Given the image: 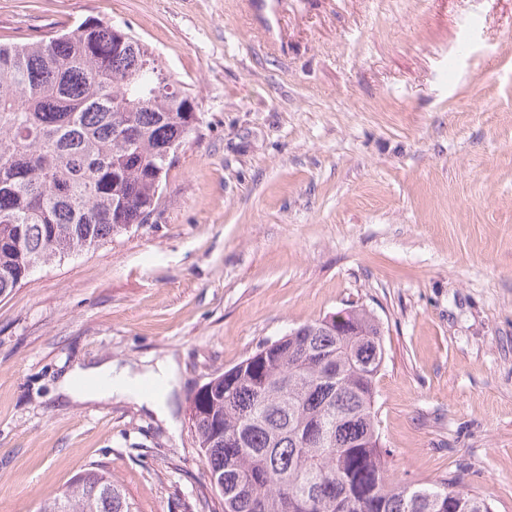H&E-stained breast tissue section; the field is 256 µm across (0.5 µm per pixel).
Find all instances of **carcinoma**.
I'll use <instances>...</instances> for the list:
<instances>
[{
    "instance_id": "obj_1",
    "label": "carcinoma",
    "mask_w": 512,
    "mask_h": 512,
    "mask_svg": "<svg viewBox=\"0 0 512 512\" xmlns=\"http://www.w3.org/2000/svg\"><path fill=\"white\" fill-rule=\"evenodd\" d=\"M194 98L154 50L86 17L72 32L0 41V296L51 261L103 244L157 210L191 134ZM317 323L203 385L190 420L222 512H491L455 478L388 481L376 431L381 326ZM357 351L369 369L351 364ZM38 512H137L95 465Z\"/></svg>"
}]
</instances>
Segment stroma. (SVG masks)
<instances>
[{
  "label": "stroma",
  "instance_id": "35a3bbf8",
  "mask_svg": "<svg viewBox=\"0 0 512 512\" xmlns=\"http://www.w3.org/2000/svg\"><path fill=\"white\" fill-rule=\"evenodd\" d=\"M130 27L202 123L148 223L0 297V512L93 464L138 512H222L189 399L356 305L383 330L391 480L512 512V0H0V38ZM180 367L173 426L74 364Z\"/></svg>",
  "mask_w": 512,
  "mask_h": 512
}]
</instances>
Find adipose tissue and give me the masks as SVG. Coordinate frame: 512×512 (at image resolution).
I'll list each match as a JSON object with an SVG mask.
<instances>
[{"mask_svg":"<svg viewBox=\"0 0 512 512\" xmlns=\"http://www.w3.org/2000/svg\"><path fill=\"white\" fill-rule=\"evenodd\" d=\"M146 378L161 382V393L147 394L141 391L139 385ZM179 380V366L169 357L156 362L142 374L113 362L90 369L77 368L64 376L60 388L77 399H133L167 420L171 417L168 398Z\"/></svg>","mask_w":512,"mask_h":512,"instance_id":"obj_1","label":"adipose tissue"}]
</instances>
